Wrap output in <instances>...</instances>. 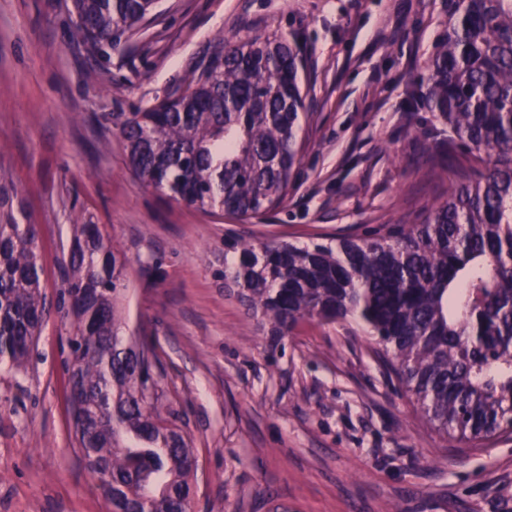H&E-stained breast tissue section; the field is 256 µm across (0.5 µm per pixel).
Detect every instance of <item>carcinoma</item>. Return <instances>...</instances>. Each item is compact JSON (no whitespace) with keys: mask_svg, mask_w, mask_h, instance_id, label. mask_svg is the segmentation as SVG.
<instances>
[{"mask_svg":"<svg viewBox=\"0 0 512 512\" xmlns=\"http://www.w3.org/2000/svg\"><path fill=\"white\" fill-rule=\"evenodd\" d=\"M73 37L116 48L155 0H73ZM304 60L288 36L217 40L187 91L112 114L143 183L244 219L288 198L300 149ZM448 126L424 161L470 169L415 224L336 246L233 243L224 272L248 314L281 340L303 320L353 318L436 428L473 447L512 430V0H448L445 31L407 90ZM35 224L0 223V361L25 367L45 321ZM67 315L75 442L108 512H188L197 460L162 417L154 338L124 336V253L75 224Z\"/></svg>","mask_w":512,"mask_h":512,"instance_id":"cac0c4a2","label":"carcinoma"}]
</instances>
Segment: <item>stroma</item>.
<instances>
[{
	"label": "stroma",
	"mask_w": 512,
	"mask_h": 512,
	"mask_svg": "<svg viewBox=\"0 0 512 512\" xmlns=\"http://www.w3.org/2000/svg\"><path fill=\"white\" fill-rule=\"evenodd\" d=\"M447 0H157L109 57L72 0H0V222L39 227L49 307L27 370L0 363V512H106L75 447L62 257L75 224L124 251L129 331L156 339L164 402L198 459L190 512H512V432L473 448L429 424L354 320L271 345L224 281L225 242L372 238L446 197L447 137L406 103ZM304 51L302 149L286 203L244 221L131 172L116 112L182 94L217 37Z\"/></svg>",
	"instance_id": "35a3bbf8"
}]
</instances>
